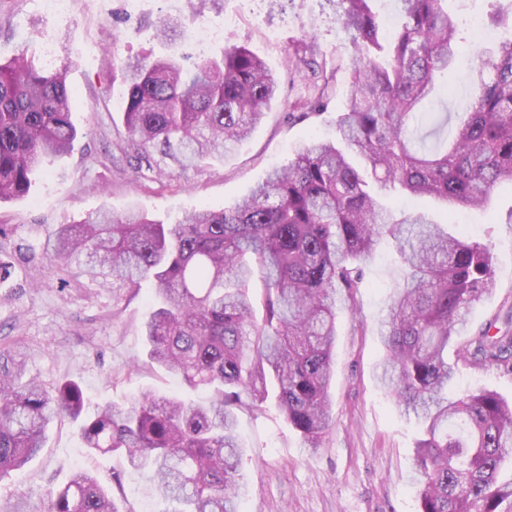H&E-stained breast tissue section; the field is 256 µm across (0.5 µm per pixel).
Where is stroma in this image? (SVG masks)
Listing matches in <instances>:
<instances>
[{"label": "stroma", "mask_w": 512, "mask_h": 512, "mask_svg": "<svg viewBox=\"0 0 512 512\" xmlns=\"http://www.w3.org/2000/svg\"><path fill=\"white\" fill-rule=\"evenodd\" d=\"M460 19L463 46L474 42L466 21L480 14L504 40L512 23L495 18L512 12V0H446ZM331 0H287L284 8L260 0L255 10L238 0H74L70 19L58 21L38 11L35 0H0V60L19 51L43 56L52 42V61L74 58L68 75L72 121L78 137L70 154L47 165L24 199L0 205V255L15 271L0 281V339L8 338L22 371L17 384L38 381L54 389L78 382L85 415L110 403L125 404L150 390L156 395L191 392L151 362L141 336L150 304L149 288H116L106 278L85 273L83 258L57 261L47 244L63 224H74L101 208L121 212L138 205L149 216L173 220L194 207L221 209L246 196L275 166L288 163L295 148L312 138L336 135V118L347 104L346 87L353 51L334 18ZM186 23L204 17L236 18L213 51L236 44L261 58L281 79L280 94L249 138L221 160L159 180L129 168L120 146L126 137L119 110L125 93L116 58L159 56L167 49L153 38L154 23L165 14ZM276 30L277 41L267 33ZM317 43V61L330 78L327 108L295 118L308 94L298 74L287 69L289 53L305 32ZM473 93L465 70L441 79L433 111H462ZM466 230L493 256V289L471 310L470 331L502 322L512 309V185H498L485 210L466 213ZM401 276L392 246L380 247L364 267L357 292L359 316L337 310L334 356V424L321 446L309 448L274 407L238 415L240 472L246 484L243 512H418L414 480L418 439L414 416L402 413L379 386L376 374L384 355L380 328L389 297ZM458 390L485 388L512 399V372L460 365ZM93 472L129 512H167L148 472L132 471L119 457L85 448L79 425L70 418L49 427L41 452L24 468L0 479V512H45L48 494L77 470Z\"/></svg>", "instance_id": "1"}]
</instances>
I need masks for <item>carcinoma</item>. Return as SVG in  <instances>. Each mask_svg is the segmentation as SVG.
<instances>
[{"label": "carcinoma", "instance_id": "obj_1", "mask_svg": "<svg viewBox=\"0 0 512 512\" xmlns=\"http://www.w3.org/2000/svg\"><path fill=\"white\" fill-rule=\"evenodd\" d=\"M355 51L347 107L336 122L339 148L301 144L230 208H193L173 222L132 206L63 224L50 243L58 259L82 254L90 275L112 286L154 285L142 324L150 360L206 397L186 402L146 391L86 419L89 451L122 456L148 470L173 512H241L238 413L270 403L309 447L333 427L329 388L336 345V300L358 310L363 266L394 243L403 276L382 322L385 356L378 380L421 425L415 471L418 512H512V401L495 391L457 394L459 362L512 365V330L486 327L457 345L472 306L494 287L492 254L464 232L421 212L395 215L383 192L429 197L457 210L486 209L495 188L512 183V38L462 63L457 18L444 0H398L399 27L383 34L373 0H332ZM179 18L155 27L162 44L181 34ZM324 109L328 78L307 32L290 56ZM468 67L474 89L456 134L439 112L431 132L419 106L441 72ZM68 59L48 71L22 51L0 62V202L26 196L33 174L70 152ZM120 104L128 163L139 170L197 167L233 151L265 116L280 79L243 46L193 60L181 54L127 59ZM456 347V358L448 350ZM21 366L0 352V478L44 447L57 415L83 413L79 383L52 392L15 386ZM46 512H123L87 471L52 490Z\"/></svg>", "mask_w": 512, "mask_h": 512}]
</instances>
